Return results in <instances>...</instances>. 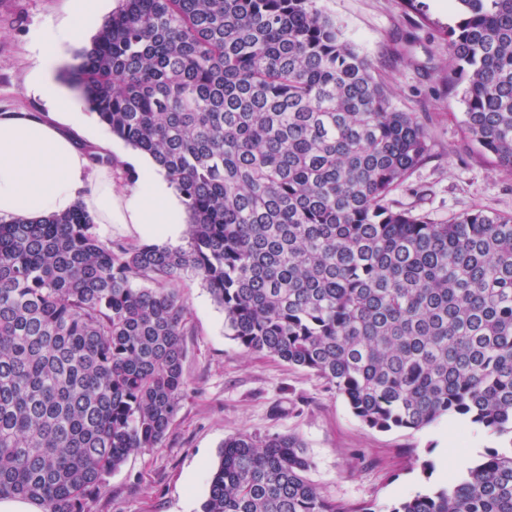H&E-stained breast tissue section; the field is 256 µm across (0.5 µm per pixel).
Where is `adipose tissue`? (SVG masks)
Here are the masks:
<instances>
[{
    "instance_id": "1",
    "label": "adipose tissue",
    "mask_w": 512,
    "mask_h": 512,
    "mask_svg": "<svg viewBox=\"0 0 512 512\" xmlns=\"http://www.w3.org/2000/svg\"><path fill=\"white\" fill-rule=\"evenodd\" d=\"M69 2V20L38 40L26 82L28 91L45 101L50 117L0 115V217L40 219L81 202L97 223L137 224L148 236L180 240L184 205L150 155L128 156L138 180L132 194H120L111 171L92 168L72 135L87 118L68 106L69 93L56 69L66 47L82 38V22L99 10L100 0Z\"/></svg>"
}]
</instances>
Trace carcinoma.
<instances>
[{"mask_svg": "<svg viewBox=\"0 0 512 512\" xmlns=\"http://www.w3.org/2000/svg\"><path fill=\"white\" fill-rule=\"evenodd\" d=\"M68 71L182 199L183 245L104 241L82 203L0 217V497L83 512L161 447L187 380L177 284L230 336L312 372L367 427L444 418L505 440L388 512H512V215L446 223L392 194L430 152L317 0H119ZM469 139L512 175V0H455ZM295 435L224 439L200 512L345 508Z\"/></svg>", "mask_w": 512, "mask_h": 512, "instance_id": "obj_1", "label": "carcinoma"}]
</instances>
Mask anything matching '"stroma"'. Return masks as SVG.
I'll return each instance as SVG.
<instances>
[{
    "mask_svg": "<svg viewBox=\"0 0 512 512\" xmlns=\"http://www.w3.org/2000/svg\"><path fill=\"white\" fill-rule=\"evenodd\" d=\"M345 40L371 60L398 109L425 126L431 150L393 194L398 207L444 223L464 212L512 214V177L466 137L464 84L448 83L454 0H318ZM68 17V0H0V113L45 109L26 90L37 37ZM186 324L187 386L161 447L132 453L84 512H200L225 437L239 432L293 434L314 465L307 477L345 506L377 512L445 485L440 447L451 439L474 460L497 437L444 418L420 430L365 426L346 400L314 374L248 354L232 339L223 309L200 280L179 290Z\"/></svg>",
    "mask_w": 512,
    "mask_h": 512,
    "instance_id": "35a3bbf8",
    "label": "stroma"
}]
</instances>
